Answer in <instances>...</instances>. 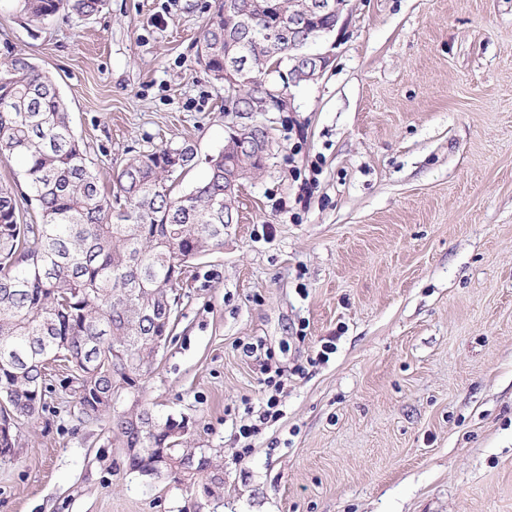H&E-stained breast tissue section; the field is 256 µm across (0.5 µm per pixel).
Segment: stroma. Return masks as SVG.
<instances>
[{"label":"stroma","instance_id":"1","mask_svg":"<svg viewBox=\"0 0 512 512\" xmlns=\"http://www.w3.org/2000/svg\"><path fill=\"white\" fill-rule=\"evenodd\" d=\"M215 5L103 0L30 26L0 0V57L55 79L104 186L186 142L187 191L231 128L274 139L115 405L186 420L220 496L131 470L57 369L0 461V512H512V0H349L288 112L225 111L197 54ZM270 368L281 415L263 424Z\"/></svg>","mask_w":512,"mask_h":512}]
</instances>
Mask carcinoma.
<instances>
[{"label": "carcinoma", "mask_w": 512, "mask_h": 512, "mask_svg": "<svg viewBox=\"0 0 512 512\" xmlns=\"http://www.w3.org/2000/svg\"><path fill=\"white\" fill-rule=\"evenodd\" d=\"M101 2L18 0V8L38 25L59 13L92 16ZM224 2L219 0L198 50L205 72L220 82L224 54L240 51L233 44L240 20L253 19L260 27L271 20L266 0H237L228 13ZM291 51L286 28L273 45L255 35L246 49L253 60L251 77L263 79ZM271 90L267 84L259 96L241 83L237 105L268 112L280 104ZM0 155L22 168L39 206L38 220L18 222L17 195L0 185V448H16L20 425L43 404L49 364L65 363L87 422L110 413L116 388L132 389L146 377L113 365L112 346L126 348L135 360L154 355L146 336L152 330L170 333L178 277L222 247L224 225L234 222V198L224 197V175L258 168L261 160L221 150L208 158L203 182L174 196L173 183L193 164L194 147L185 142L141 154L113 176L125 202L114 210L56 82L20 55L0 59ZM174 155L181 163H172ZM147 413L155 422L147 441L130 431L123 416H112L123 447L163 448L176 460L192 456L193 472L173 471L169 478L193 485L204 473L209 494H219L224 472L169 438L168 420Z\"/></svg>", "instance_id": "carcinoma-1"}]
</instances>
